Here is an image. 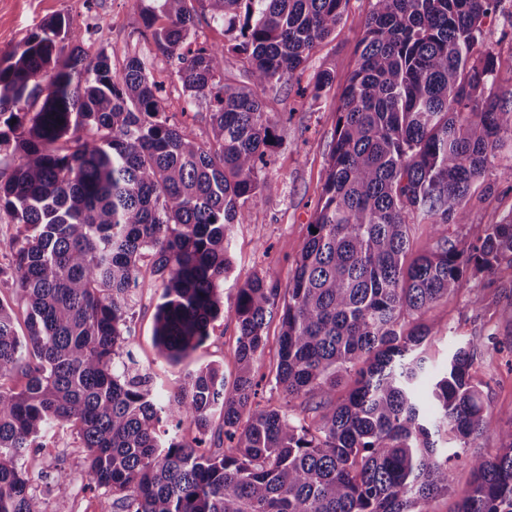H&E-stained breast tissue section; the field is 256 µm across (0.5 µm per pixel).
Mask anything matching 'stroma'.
<instances>
[{
	"label": "stroma",
	"mask_w": 512,
	"mask_h": 512,
	"mask_svg": "<svg viewBox=\"0 0 512 512\" xmlns=\"http://www.w3.org/2000/svg\"><path fill=\"white\" fill-rule=\"evenodd\" d=\"M373 4L374 0H347L335 34L317 45L291 78L261 94L266 111L275 114L277 121L278 142L267 174L278 183L279 190L251 206L247 223L231 227L225 302H233L237 288L253 274L272 268L285 279L291 272L292 261L308 237L323 194L336 140V109L356 66L364 35L363 21ZM57 17L71 19L77 25L90 22L84 48L92 56L105 53L113 70H121L129 56H151V75L164 88L168 115L180 117L197 139H207L210 126L205 106L184 112L183 91L166 58L149 40L141 38L137 0H0V53L11 51L41 23ZM478 47L492 49L497 57L493 93L505 99L512 97V0H498L483 27ZM325 70L333 75L331 85L319 95H312L316 74ZM465 211L464 223L447 224L439 232L427 224L413 226V253L432 249L442 234L468 240L477 226L496 223L512 212L511 151H503L488 174L474 184ZM161 292L159 276L151 264H144L133 291L125 350L148 373L152 385L164 394L177 395L184 376L207 364L221 366L226 381H233L238 327L225 318H217L205 342L180 363H169L160 355L154 341V314ZM475 294L480 296V303H471ZM428 319L441 327L427 344V355L437 365L446 362L457 347L488 334H496L504 342L512 340V269L501 268L489 287L483 279L473 280L471 288L434 307ZM279 331V322L271 321L257 373V401L267 408L286 402L275 373ZM476 376L484 383L486 403L499 416L498 427L507 428L512 423L507 418L512 412V352L490 351L477 367ZM84 468L77 435L67 429L57 430L44 437L40 448L31 453L27 464L30 489L43 501L47 512H101L113 497L101 490L86 491ZM60 469L71 478L68 496L62 502L57 500L52 484Z\"/></svg>",
	"instance_id": "stroma-1"
}]
</instances>
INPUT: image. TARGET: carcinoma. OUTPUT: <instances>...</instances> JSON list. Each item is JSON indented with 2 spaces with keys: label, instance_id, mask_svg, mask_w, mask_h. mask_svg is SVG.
Wrapping results in <instances>:
<instances>
[{
  "label": "carcinoma",
  "instance_id": "cac0c4a2",
  "mask_svg": "<svg viewBox=\"0 0 512 512\" xmlns=\"http://www.w3.org/2000/svg\"><path fill=\"white\" fill-rule=\"evenodd\" d=\"M143 26L173 65L186 107L204 105L211 137L171 121L151 59L112 70L89 60L79 28L48 20L0 56V223L18 232L0 274L26 303V333L0 298V512H45L29 490L28 453L68 428L85 453V488L123 512H426L458 494L455 512H512V428H497L482 344L430 371L419 348L438 333L439 302L512 268V212L465 242L441 233L465 221L472 185L512 142V99L487 92L496 56L473 49L496 0H375L357 65L337 107L323 196L281 301L278 273L249 277L224 306L229 231L277 184L263 170L276 120L260 92L291 75L336 32L346 0H138ZM208 14L244 56L248 83L224 82L226 46L196 42ZM440 236L410 256L411 225ZM150 257L162 293L155 339L180 362L219 315L239 330L238 372L206 365L164 399L126 342L132 290ZM279 317L278 408H252L265 329ZM20 373L21 389L8 385ZM312 405V419L304 415ZM224 417L230 446L204 447ZM200 438L162 437V423ZM464 448L495 436L455 488L433 436Z\"/></svg>",
  "mask_w": 512,
  "mask_h": 512
}]
</instances>
